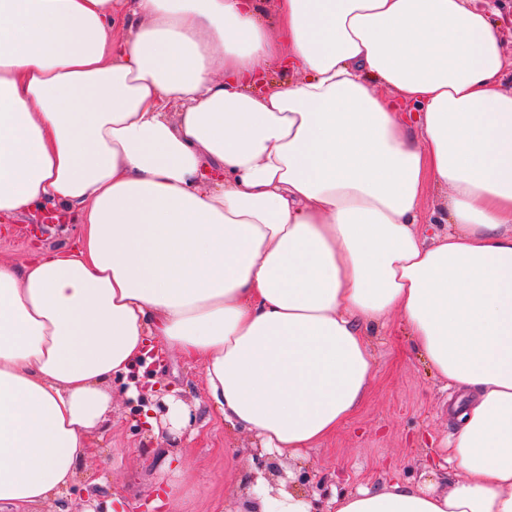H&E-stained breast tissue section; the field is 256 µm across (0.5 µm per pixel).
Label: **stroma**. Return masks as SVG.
<instances>
[{
  "label": "stroma",
  "instance_id": "35a3bbf8",
  "mask_svg": "<svg viewBox=\"0 0 512 512\" xmlns=\"http://www.w3.org/2000/svg\"><path fill=\"white\" fill-rule=\"evenodd\" d=\"M36 219H0V258L26 263L30 254L72 246L78 218L66 213L62 222L31 233ZM374 374L356 413L336 433L310 449L305 458L269 454L256 458L258 446L249 433L230 430L209 407L203 367L168 349L158 348V362L142 368V380H153L165 395L184 402L192 417V436L166 431L170 449L180 460L162 469L154 449L152 427L140 417L141 401L115 388L112 425L96 442L97 454L83 462L82 472L97 482L82 480L56 505L58 512H88L94 504L120 498L124 512H260L250 495L256 470L269 472L270 494H277L299 474L311 478L298 486L313 501L316 512H328L334 495L359 489H379L398 478L421 489H447L459 480V468L446 465V440L457 420L449 412L461 397L448 388L415 349L399 314L388 316L375 332ZM172 488L165 507L153 508L159 490Z\"/></svg>",
  "mask_w": 512,
  "mask_h": 512
}]
</instances>
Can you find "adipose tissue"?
<instances>
[{
  "instance_id": "obj_1",
  "label": "adipose tissue",
  "mask_w": 512,
  "mask_h": 512,
  "mask_svg": "<svg viewBox=\"0 0 512 512\" xmlns=\"http://www.w3.org/2000/svg\"><path fill=\"white\" fill-rule=\"evenodd\" d=\"M0 0V215H81L0 259V512L63 498L153 339L296 455L362 403L399 313L470 392L443 492L334 512H512V83L474 0ZM296 81L254 94L260 62ZM178 112H169V105ZM224 178L200 183L203 166ZM447 192L429 234L427 186Z\"/></svg>"
}]
</instances>
